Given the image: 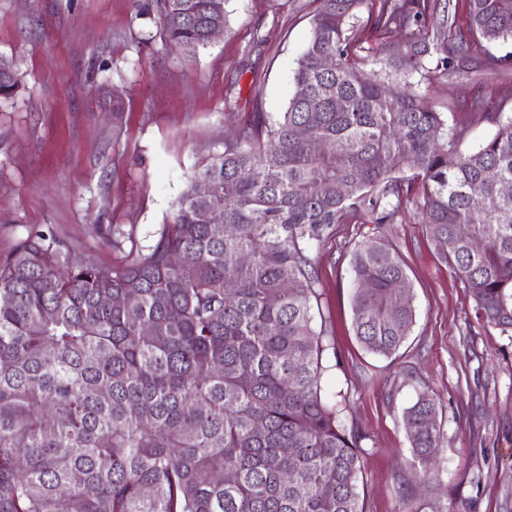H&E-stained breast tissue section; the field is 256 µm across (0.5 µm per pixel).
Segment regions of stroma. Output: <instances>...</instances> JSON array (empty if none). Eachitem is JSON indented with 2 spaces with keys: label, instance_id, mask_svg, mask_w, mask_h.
<instances>
[{
  "label": "stroma",
  "instance_id": "35a3bbf8",
  "mask_svg": "<svg viewBox=\"0 0 512 512\" xmlns=\"http://www.w3.org/2000/svg\"><path fill=\"white\" fill-rule=\"evenodd\" d=\"M151 0H0V56L21 88L0 105V258L33 229L75 256L121 265L120 226L141 245L168 222L187 179L252 114L276 120L318 0H227L228 26L192 62L168 45ZM425 91L449 122L473 90L441 78ZM121 114H113V102ZM380 236L399 251L416 309L392 356L365 350L350 304L355 244ZM313 254L331 346L322 387L359 431L364 512H400L413 461L402 412L420 391L442 411L441 477L429 503L450 512H512V337L483 328L473 296L441 260L413 210L377 228L340 224Z\"/></svg>",
  "mask_w": 512,
  "mask_h": 512
}]
</instances>
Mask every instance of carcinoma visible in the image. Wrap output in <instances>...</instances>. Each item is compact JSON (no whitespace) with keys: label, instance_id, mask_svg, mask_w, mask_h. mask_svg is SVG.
<instances>
[{"label":"carcinoma","instance_id":"carcinoma-1","mask_svg":"<svg viewBox=\"0 0 512 512\" xmlns=\"http://www.w3.org/2000/svg\"><path fill=\"white\" fill-rule=\"evenodd\" d=\"M224 4L156 0L183 60L227 27ZM509 39L512 0H319L285 111L202 161L151 244L114 267L50 232L21 239L0 259V512H364L362 436L322 394L312 252L411 203L479 324L512 334V116L476 98L470 117L497 131L463 152L468 125L419 89L455 77L483 92L477 44ZM19 88L0 58V101ZM350 271L357 338L395 353L416 319L399 252L371 239ZM403 422L424 483L444 440L434 396Z\"/></svg>","mask_w":512,"mask_h":512}]
</instances>
